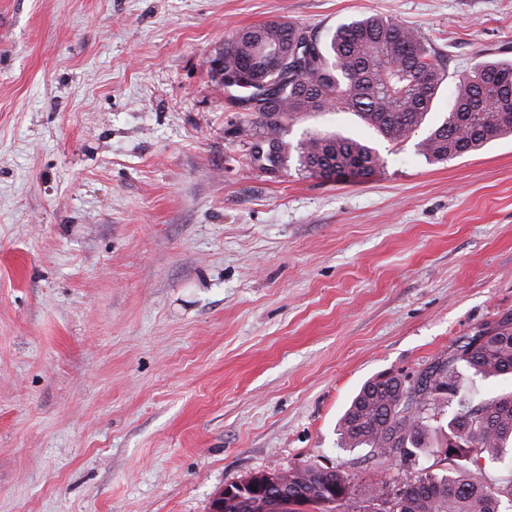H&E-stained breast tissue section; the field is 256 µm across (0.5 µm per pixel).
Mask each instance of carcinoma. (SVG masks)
Here are the masks:
<instances>
[{
  "instance_id": "carcinoma-1",
  "label": "carcinoma",
  "mask_w": 512,
  "mask_h": 512,
  "mask_svg": "<svg viewBox=\"0 0 512 512\" xmlns=\"http://www.w3.org/2000/svg\"><path fill=\"white\" fill-rule=\"evenodd\" d=\"M225 68L248 70L241 90L261 97L249 119L250 161L284 170L290 150L300 170L321 178L366 176L380 165L369 142L331 131L307 135L292 147L290 121L315 112H351L383 140L401 145L425 124L448 72L420 34L378 15L340 23L327 36L289 21L238 30L219 51ZM512 135V61L483 60L458 75L448 112L417 143L429 163L449 161ZM466 337L409 383L376 375L366 380L339 419L341 447L367 448L413 468L383 512H502L512 478L491 485L467 477L463 466L434 472L415 468L422 455L497 462L512 471V391L473 396L468 375L512 376V314ZM288 492L309 501L356 488L336 471L325 479L313 464L283 471Z\"/></svg>"
}]
</instances>
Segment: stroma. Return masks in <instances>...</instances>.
Listing matches in <instances>:
<instances>
[{"instance_id":"stroma-1","label":"stroma","mask_w":512,"mask_h":512,"mask_svg":"<svg viewBox=\"0 0 512 512\" xmlns=\"http://www.w3.org/2000/svg\"><path fill=\"white\" fill-rule=\"evenodd\" d=\"M412 27L449 79L512 60V0H0V512H210L339 446L370 376L512 313V136L366 177L254 166L211 61L237 30ZM367 139L349 112L291 122Z\"/></svg>"}]
</instances>
